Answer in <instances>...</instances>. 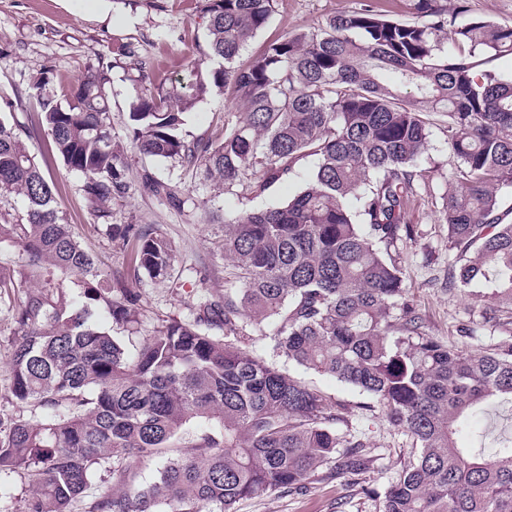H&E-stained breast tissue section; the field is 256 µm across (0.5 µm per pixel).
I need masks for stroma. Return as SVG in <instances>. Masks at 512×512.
Returning <instances> with one entry per match:
<instances>
[{
  "label": "stroma",
  "mask_w": 512,
  "mask_h": 512,
  "mask_svg": "<svg viewBox=\"0 0 512 512\" xmlns=\"http://www.w3.org/2000/svg\"><path fill=\"white\" fill-rule=\"evenodd\" d=\"M102 14L96 0H0V117L29 122L35 116L33 94L43 71L64 82L75 81L89 66L112 65L110 98L113 143L122 145L127 198L113 202L112 222L139 224L167 238L175 261L167 278L134 275L131 255L117 248L106 225L96 223L82 191L83 179L58 158L45 157L44 135L26 142L29 152L54 183L58 209L71 224L82 247L94 254L103 270L122 278L140 299L139 331L128 334L109 320L101 325L136 349L158 318L187 316L201 295H223L233 276L224 256V219L244 210H260L288 201L304 187L314 169L313 158L298 162L287 181L261 193L242 188L225 192L201 170L170 159L152 158L136 149L130 137L128 103L144 82L187 76L206 49L199 0H110ZM359 0H277L267 25L244 49V56L285 31L317 26L324 18L358 7ZM142 62L143 71L127 66ZM240 112L226 94L213 93L183 116L182 134L193 140L234 126ZM429 143L421 156L425 186L408 205L406 218L413 238L400 242L397 259L406 272L410 295L421 310L431 336L466 352H479L501 336L486 323L482 305L468 291L448 283V264L455 256L448 243L443 195L459 167L448 145L447 126L431 114ZM169 184L174 197L157 196L143 185L144 175ZM13 326L0 307V418H30V407L12 402L6 389L13 355ZM273 322L250 329L254 353L283 372L320 389L357 430L365 433L382 460L352 486L320 471L306 487L241 500L233 512H382L386 491L411 454L409 436L388 426L372 400L335 378L301 371L276 350Z\"/></svg>",
  "instance_id": "obj_1"
}]
</instances>
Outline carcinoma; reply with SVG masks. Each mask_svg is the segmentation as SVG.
<instances>
[{
	"instance_id": "cac0c4a2",
	"label": "carcinoma",
	"mask_w": 512,
	"mask_h": 512,
	"mask_svg": "<svg viewBox=\"0 0 512 512\" xmlns=\"http://www.w3.org/2000/svg\"><path fill=\"white\" fill-rule=\"evenodd\" d=\"M200 2L213 66L137 91L129 106L137 149L202 166L226 191L248 171L264 191L307 157L315 170L288 202L225 219L236 284L200 298L186 319H158L130 354L92 316L103 310L133 330L136 300L59 216L24 143L33 129L0 119V241L21 254L17 274H0L15 336L9 392L44 410L34 421L0 420V473L28 479L23 512H69L103 468L112 487L88 512H231L243 498L302 489L324 467L358 484L381 460L376 449L324 393L250 352L248 329L270 319L288 362L366 394L415 442L383 512H512V432H484L469 448L455 441L469 413L512 408V336L474 354L430 336L392 253L415 233L407 204L421 188L429 113L441 112L459 159L443 204L457 249L452 281L489 289L473 293L493 300L483 310L489 322L512 308V224L500 214L502 192L512 191V79L472 61L512 55V27L458 21L466 0L451 11L448 0H411L406 20L360 0L243 62L275 0ZM111 70L92 66L61 93L46 72L35 93L47 152L82 176L92 214L108 226L112 201L129 193L110 131ZM216 91L240 104L243 120L186 140L183 114ZM350 196L359 211L346 205ZM15 198L25 210L14 215L6 206ZM114 239L131 251L134 274H169L165 237L126 224ZM51 268L82 280L81 311ZM492 437L497 451L488 454ZM156 461L158 479L135 483L136 469Z\"/></svg>"
}]
</instances>
